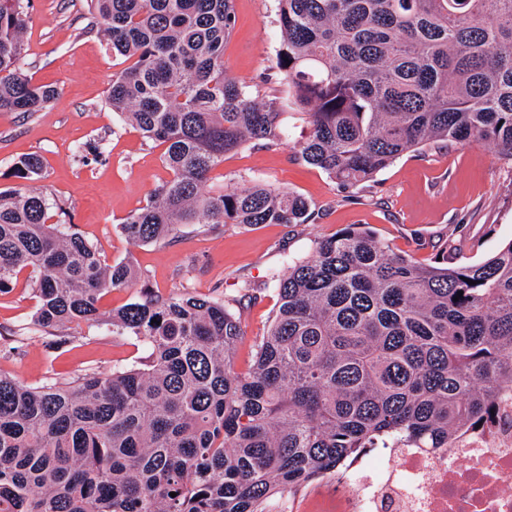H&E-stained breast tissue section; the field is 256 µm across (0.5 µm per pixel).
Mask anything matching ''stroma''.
<instances>
[{
    "instance_id": "stroma-1",
    "label": "stroma",
    "mask_w": 512,
    "mask_h": 512,
    "mask_svg": "<svg viewBox=\"0 0 512 512\" xmlns=\"http://www.w3.org/2000/svg\"><path fill=\"white\" fill-rule=\"evenodd\" d=\"M89 0H32L24 37L25 71L57 95L31 117L0 113V189L16 186L15 162L44 161L43 190L68 201L73 222L107 261L132 259L142 280L163 293L189 283L199 295H221L240 312L246 334L234 367L246 372L253 343L271 323L278 297L271 276L288 256L311 252L315 241L364 224L396 249L430 258L447 249L453 264L484 261L512 240V162L493 148L452 144L404 155L368 183L362 197L345 199L320 169L296 156L302 124L286 121L288 137L273 150L245 148L225 156L206 189L261 181L302 195L314 209L308 224L183 225L170 244H131L119 226L146 205L167 179L159 150L112 112V75L122 67L98 31L87 28ZM236 22L224 50L230 75L254 82L273 66L280 48L276 0H235ZM98 147L107 163L83 165L78 151ZM37 299L26 277L0 293V374L31 387L66 382L89 372L112 373L145 360L137 339L105 325L85 326L79 338L55 347L52 336L28 330Z\"/></svg>"
}]
</instances>
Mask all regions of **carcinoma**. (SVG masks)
Masks as SVG:
<instances>
[{
  "label": "carcinoma",
  "mask_w": 512,
  "mask_h": 512,
  "mask_svg": "<svg viewBox=\"0 0 512 512\" xmlns=\"http://www.w3.org/2000/svg\"><path fill=\"white\" fill-rule=\"evenodd\" d=\"M90 2L89 25L128 62L108 103L169 171L120 225L134 245L183 224L313 220L291 190L203 189L227 154L281 145L288 109L306 124L298 158L349 197L427 142L512 160V0H278L286 100L224 66L234 0ZM30 4L0 0V112L55 96L23 71ZM13 176L26 184L0 190V292L26 273L31 324L56 345L105 324L148 356L64 385L0 375V512H266L368 448H450L512 390V240L450 267L361 224L321 239L271 277L278 307L240 374L230 301L146 288L103 313L107 293L140 281L135 264L108 263L67 203L33 187L39 156Z\"/></svg>",
  "instance_id": "cac0c4a2"
}]
</instances>
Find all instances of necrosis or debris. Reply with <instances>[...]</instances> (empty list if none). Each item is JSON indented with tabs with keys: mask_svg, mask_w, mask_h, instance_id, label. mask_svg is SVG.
Listing matches in <instances>:
<instances>
[{
	"mask_svg": "<svg viewBox=\"0 0 512 512\" xmlns=\"http://www.w3.org/2000/svg\"><path fill=\"white\" fill-rule=\"evenodd\" d=\"M337 477L328 512H512V399L456 447L370 449Z\"/></svg>",
	"mask_w": 512,
	"mask_h": 512,
	"instance_id": "1",
	"label": "necrosis or debris"
}]
</instances>
